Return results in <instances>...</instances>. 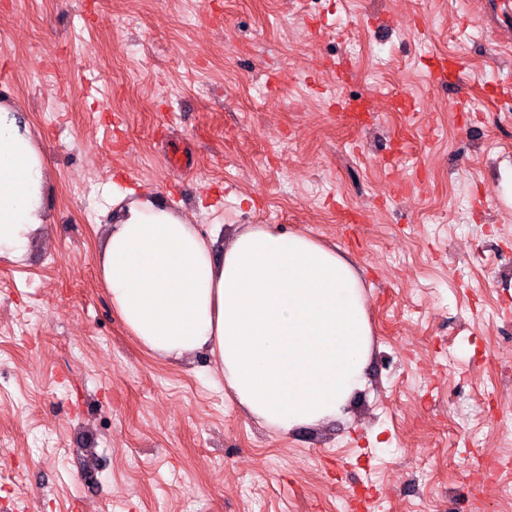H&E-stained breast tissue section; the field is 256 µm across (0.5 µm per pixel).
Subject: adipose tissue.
Segmentation results:
<instances>
[{
    "label": "adipose tissue",
    "mask_w": 512,
    "mask_h": 512,
    "mask_svg": "<svg viewBox=\"0 0 512 512\" xmlns=\"http://www.w3.org/2000/svg\"><path fill=\"white\" fill-rule=\"evenodd\" d=\"M46 159L18 108L0 104V257L20 260L45 232ZM98 261L114 311L143 348L180 361L208 351L224 389L286 434L342 416L372 330L351 261L262 224L214 248L150 193L113 190Z\"/></svg>",
    "instance_id": "obj_1"
}]
</instances>
